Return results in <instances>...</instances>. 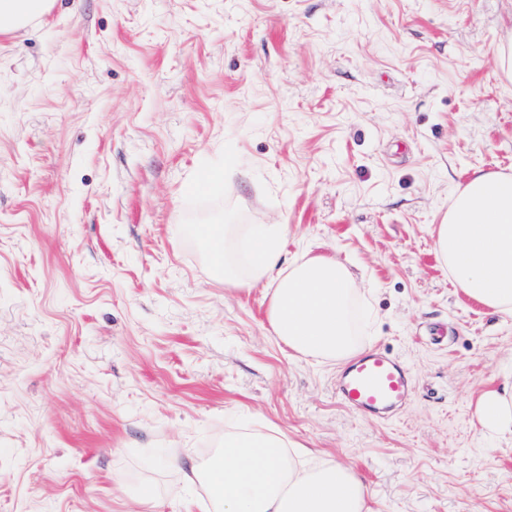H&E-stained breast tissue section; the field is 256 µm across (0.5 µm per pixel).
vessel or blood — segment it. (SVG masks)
<instances>
[{
    "label": "vessel or blood",
    "instance_id": "1",
    "mask_svg": "<svg viewBox=\"0 0 512 512\" xmlns=\"http://www.w3.org/2000/svg\"><path fill=\"white\" fill-rule=\"evenodd\" d=\"M411 394L404 363L382 348L370 349L347 363L336 380V395L345 407L378 420L393 419Z\"/></svg>",
    "mask_w": 512,
    "mask_h": 512
}]
</instances>
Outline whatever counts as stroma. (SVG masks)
Masks as SVG:
<instances>
[{"label":"stroma","mask_w":512,"mask_h":512,"mask_svg":"<svg viewBox=\"0 0 512 512\" xmlns=\"http://www.w3.org/2000/svg\"><path fill=\"white\" fill-rule=\"evenodd\" d=\"M510 31L512 0H59L0 35V512H212L188 464L242 425L354 468L373 512H512L477 414L512 317L432 236L476 170L512 173ZM267 223L366 283L358 336L411 376L395 420L344 407L187 231Z\"/></svg>","instance_id":"1"}]
</instances>
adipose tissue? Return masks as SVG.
Returning a JSON list of instances; mask_svg holds the SVG:
<instances>
[{
	"instance_id": "ef3b65f1",
	"label": "adipose tissue",
	"mask_w": 512,
	"mask_h": 512,
	"mask_svg": "<svg viewBox=\"0 0 512 512\" xmlns=\"http://www.w3.org/2000/svg\"><path fill=\"white\" fill-rule=\"evenodd\" d=\"M58 0H0V34L32 25ZM284 224H206L199 236L232 288L271 289L268 317L291 351L333 363L364 352L354 332L355 273L321 255L281 260ZM436 252L470 299L512 317V174L479 170L453 195L433 230ZM477 412L487 433L512 447V369ZM194 477L214 512H372L363 478L279 432H225L217 458Z\"/></svg>"
}]
</instances>
